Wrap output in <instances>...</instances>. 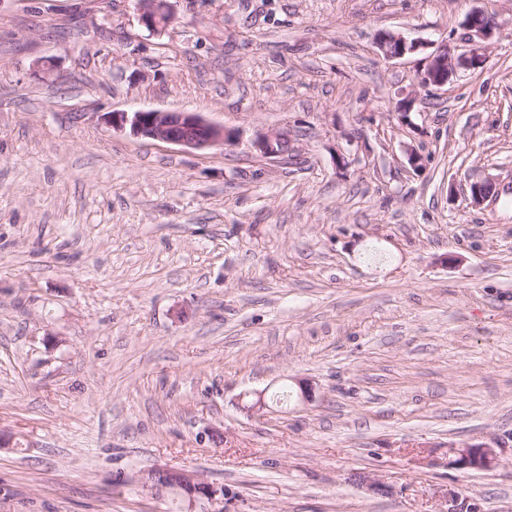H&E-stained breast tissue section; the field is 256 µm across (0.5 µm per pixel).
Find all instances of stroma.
Wrapping results in <instances>:
<instances>
[{
    "mask_svg": "<svg viewBox=\"0 0 512 512\" xmlns=\"http://www.w3.org/2000/svg\"><path fill=\"white\" fill-rule=\"evenodd\" d=\"M171 3L158 36L0 0V512H166L163 466L222 512H512V0ZM476 8L501 28L443 89L375 46L462 47ZM137 109L234 142L102 119ZM438 44L433 41L419 39L408 40L402 34L390 32L382 33L377 41V47L387 60L400 59L406 55L423 53ZM112 130H126L137 137L158 140L195 150H204L230 141L224 127L207 122L192 112L139 110L112 111L103 115ZM255 147L265 158L279 157L288 152V137L281 132L266 135L257 140ZM449 464L458 469H478L491 465L495 457L490 448L478 445L449 447ZM170 472L178 473L182 485L189 484L191 487H193V492H191L188 496L184 498V502L182 505L183 512H197L195 509L197 508L198 503L206 501L207 503L210 504H217L220 498H223L224 494L221 496V490H218L209 483L202 481L197 475H193L183 470L170 467H162L153 470L149 474V481L151 482L152 488L148 483L144 484V482L143 486L146 488L156 490V484L158 483V479Z\"/></svg>",
    "mask_w": 512,
    "mask_h": 512,
    "instance_id": "1",
    "label": "stroma"
}]
</instances>
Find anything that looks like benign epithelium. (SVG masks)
<instances>
[{
    "instance_id": "benign-epithelium-1",
    "label": "benign epithelium",
    "mask_w": 512,
    "mask_h": 512,
    "mask_svg": "<svg viewBox=\"0 0 512 512\" xmlns=\"http://www.w3.org/2000/svg\"><path fill=\"white\" fill-rule=\"evenodd\" d=\"M140 22L151 32L161 33L172 22L170 0H135ZM462 26L470 32L467 48L456 54L451 48L435 46L432 41L409 40L401 34L385 32L377 41V47L387 60L400 59L406 55L422 53L420 65L415 71L414 84L426 90L441 89L457 74V67L476 69L486 59L487 41L499 25L494 15L483 11L470 12ZM103 120L114 130L125 129L137 137L158 140L195 150H204L230 141L224 127L207 122L192 112H162L139 110L135 112L112 111L103 115ZM255 147L265 158L279 157L288 152V137L278 132L257 140ZM472 204L481 206L493 195L490 182L474 183L470 186ZM449 464L458 469H478L491 465L494 454L491 449L466 445L448 449ZM181 484L193 487V492L184 498L182 512H196L201 502L216 504L221 491L202 481L198 476L178 471Z\"/></svg>"
}]
</instances>
